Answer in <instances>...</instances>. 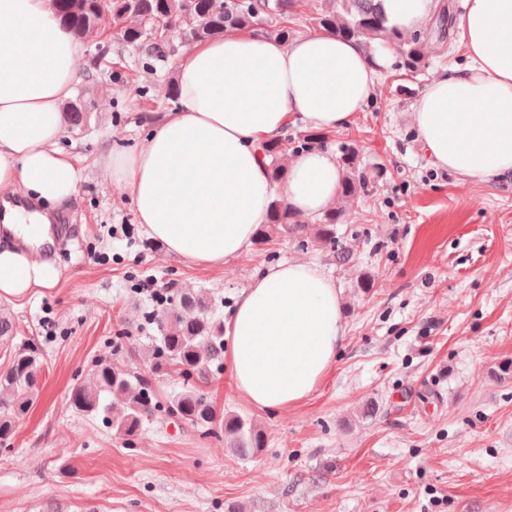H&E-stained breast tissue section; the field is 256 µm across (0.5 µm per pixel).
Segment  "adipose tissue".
<instances>
[{"mask_svg":"<svg viewBox=\"0 0 512 512\" xmlns=\"http://www.w3.org/2000/svg\"><path fill=\"white\" fill-rule=\"evenodd\" d=\"M438 6L378 0L387 26L407 33L425 27ZM459 30L468 66L432 81L412 120L434 163L485 180L512 171V0H469ZM82 55L51 0H0V192L49 206L75 194L77 158L59 141ZM388 62L324 31L281 41L234 29L198 42L178 58L177 108L136 148L113 153L112 178L171 254L222 266L250 249L271 198L300 220L336 204L342 172L333 153L290 155L276 185L262 145L292 120L324 132L348 128ZM58 280L53 265L0 245V297ZM341 307L335 283L314 264L266 268L224 321L237 392L259 409L308 398L345 342Z\"/></svg>","mask_w":512,"mask_h":512,"instance_id":"obj_1","label":"adipose tissue"}]
</instances>
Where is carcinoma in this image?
I'll list each match as a JSON object with an SVG mask.
<instances>
[{"mask_svg": "<svg viewBox=\"0 0 512 512\" xmlns=\"http://www.w3.org/2000/svg\"><path fill=\"white\" fill-rule=\"evenodd\" d=\"M62 27L77 40L92 41L112 29L122 39L153 54L173 52L166 34L176 26L186 41L219 37L228 29L254 28L264 35L289 38L291 8L297 0H53ZM338 6L312 11L306 21L318 31L354 40L373 56L395 51L406 75L428 66L422 46L428 40L445 44L450 39V5H442L425 32L407 37L388 29L373 0H337ZM283 139L263 145L269 159L270 178L280 182L284 168L278 165ZM341 197L354 201L370 192L369 179L361 167L359 150L343 147ZM346 212L333 207L310 226L295 219L276 198L269 204L267 223L258 227L254 242L261 246L275 235L302 238L314 229V239L330 247L336 263L351 261L349 249L336 236V225L345 223ZM156 325L145 358L150 372L175 369L182 377V390L161 402L148 380L138 371L120 369L100 360L87 377L70 387V406L85 418H102L113 429L130 438L142 422L156 415L176 419L204 436L226 438L229 447L248 457L264 446L263 433L247 419L220 413L206 386L214 373L224 369V299L166 286L161 304L144 318ZM42 365L40 348L33 342L11 356L9 367L0 371V447L11 445L17 428L39 396L38 375Z\"/></svg>", "mask_w": 512, "mask_h": 512, "instance_id": "carcinoma-1", "label": "carcinoma"}]
</instances>
